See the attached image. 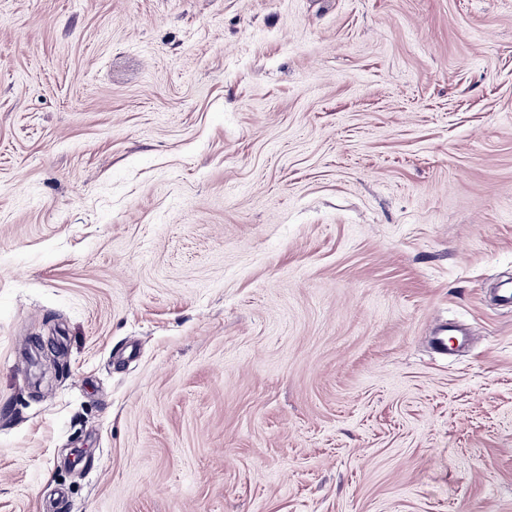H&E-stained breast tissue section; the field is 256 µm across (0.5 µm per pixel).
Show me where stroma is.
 <instances>
[{
    "instance_id": "35a3bbf8",
    "label": "stroma",
    "mask_w": 512,
    "mask_h": 512,
    "mask_svg": "<svg viewBox=\"0 0 512 512\" xmlns=\"http://www.w3.org/2000/svg\"><path fill=\"white\" fill-rule=\"evenodd\" d=\"M504 281L512 0H0V512H512Z\"/></svg>"
}]
</instances>
